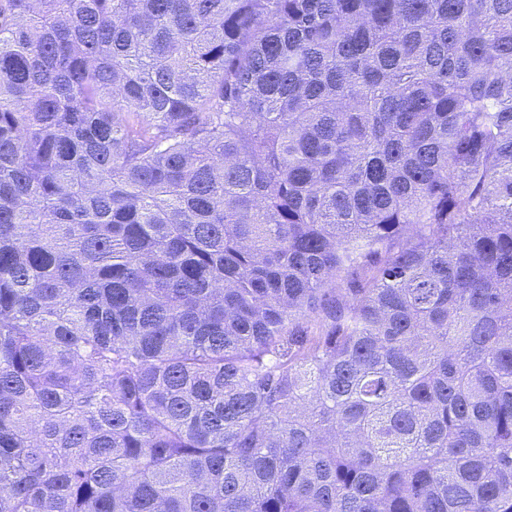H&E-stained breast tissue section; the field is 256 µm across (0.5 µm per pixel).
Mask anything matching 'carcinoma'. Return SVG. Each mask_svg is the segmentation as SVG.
<instances>
[{"label":"carcinoma","mask_w":512,"mask_h":512,"mask_svg":"<svg viewBox=\"0 0 512 512\" xmlns=\"http://www.w3.org/2000/svg\"><path fill=\"white\" fill-rule=\"evenodd\" d=\"M0 512H512V0H0Z\"/></svg>","instance_id":"obj_1"}]
</instances>
